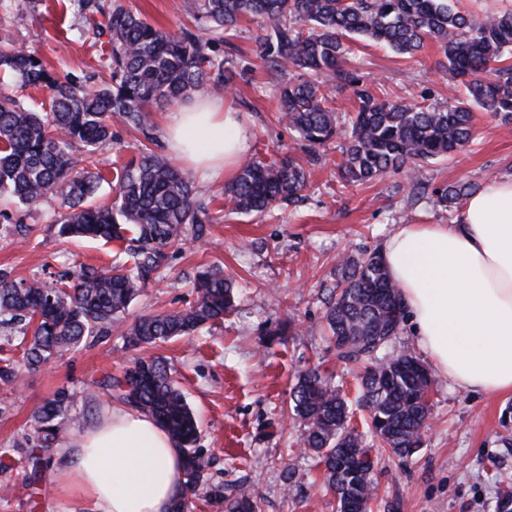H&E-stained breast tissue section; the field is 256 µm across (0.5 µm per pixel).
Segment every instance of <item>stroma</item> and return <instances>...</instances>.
<instances>
[{
  "label": "stroma",
  "instance_id": "stroma-1",
  "mask_svg": "<svg viewBox=\"0 0 512 512\" xmlns=\"http://www.w3.org/2000/svg\"><path fill=\"white\" fill-rule=\"evenodd\" d=\"M104 9L120 5L170 32L189 25L185 0H99ZM85 20L70 0H11L0 12V30L35 54L51 70L105 80L110 48L84 31ZM442 55L427 43L415 57H403L369 41L355 48L356 68L382 97L443 102L460 87L439 66ZM280 81L264 68L239 80L226 99L253 130L249 155L273 160L293 154L304 161L309 188L299 205H284L277 216L231 212L217 191L223 177L188 179L209 199L214 218L203 240L169 250L156 278L129 306L126 322L189 306L193 276L217 265L236 276L240 299L221 322L199 333L147 349L127 348L120 327L90 345L66 352L35 371L24 367L15 342L0 332V358L13 361L15 378L0 385V512H72L74 504L56 491L63 479L60 441L73 423L89 427L118 403L103 382L120 375L133 359L162 357L201 425L197 447L210 461L207 479L192 497L191 512H224L214 489L244 485L256 495L259 512H337V502L321 486L315 460L301 454L299 425L292 416L290 390L296 375L317 366L332 385L353 401L352 424L365 430L368 413L355 404L360 367L337 359L323 333V291L333 283L338 258L380 250L402 224H444L447 213L430 196L457 181L484 187L512 177V122L477 112L474 136L460 152L424 166L426 195L410 198L405 174L390 172L364 185H341L337 166L341 143L333 141L308 159L295 134L282 122L277 98ZM113 140L95 155V166L115 180L144 141L121 120L112 122ZM23 213L27 235L0 220V272L11 278L53 281L83 263L105 268L121 259L119 244L60 236L54 202L19 210L1 202L0 213ZM295 328L269 339L281 320ZM61 390L78 404L56 419L57 445L48 452L42 483L30 482L37 453L33 414ZM421 449L408 458H383L377 469L378 495L368 512H494L503 483L512 482V395L489 396L458 388L436 375Z\"/></svg>",
  "mask_w": 512,
  "mask_h": 512
}]
</instances>
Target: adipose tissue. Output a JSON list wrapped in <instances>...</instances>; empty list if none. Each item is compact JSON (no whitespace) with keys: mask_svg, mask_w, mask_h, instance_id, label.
Instances as JSON below:
<instances>
[{"mask_svg":"<svg viewBox=\"0 0 512 512\" xmlns=\"http://www.w3.org/2000/svg\"><path fill=\"white\" fill-rule=\"evenodd\" d=\"M253 133L225 101L197 100L168 128L174 157L232 178ZM419 346L456 386L512 393V178L470 196L450 224H403L381 250ZM61 493L82 512H172L183 454L151 416L112 406L62 444Z\"/></svg>","mask_w":512,"mask_h":512,"instance_id":"ef3b65f1","label":"adipose tissue"}]
</instances>
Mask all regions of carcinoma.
<instances>
[{"mask_svg":"<svg viewBox=\"0 0 512 512\" xmlns=\"http://www.w3.org/2000/svg\"><path fill=\"white\" fill-rule=\"evenodd\" d=\"M81 13H100L96 35L108 37L111 82L49 71L37 56L0 35V71L49 92V107L35 112L0 94V198L29 208L58 201L60 233L119 241L127 259L106 271L79 264L54 282L16 281L0 275V328L23 325L22 359L36 369L77 348L123 317L167 258L170 246L207 236L209 203L167 157L148 147L117 175L103 201L104 178L91 169L96 147L112 140V117L149 135L150 112L209 89L233 88L260 61L281 78L279 111L302 142L316 151L345 134L339 177L363 184L403 172L413 188L422 164L465 148L472 139L473 108L512 121V9L473 21L449 0H187L195 28L172 33L121 5L106 12L95 0H73ZM260 22L252 55L214 54L241 20ZM216 38H204V34ZM367 39L401 56L415 57L428 40L438 44L440 66L463 88L445 103L389 101L348 67L351 44ZM351 89L356 101L339 128L335 92ZM308 175L292 155L242 163L225 189L231 210L269 213L304 199ZM475 192L470 182L437 190L433 205L453 211ZM327 289L325 322L336 357L361 363L357 404L369 412L368 429L382 449L409 457L422 445L434 379L407 350L384 353L405 318L399 291L380 254L343 257ZM197 299L183 310L143 316L126 330L127 344L146 347L186 336L233 311L236 282L212 265L198 272ZM132 407L154 417L183 449L185 488L203 482L209 463L195 448L199 426L193 410L159 357L139 358L123 377L104 382ZM294 411L304 426L299 447L324 467L325 489L339 512H367L377 495L375 465L365 434L349 428L351 406L315 368L298 375ZM62 391L35 416L34 438L48 449L54 421L76 403ZM224 512H258L256 496L240 485L223 491Z\"/></svg>","mask_w":512,"mask_h":512,"instance_id":"obj_1","label":"carcinoma"}]
</instances>
